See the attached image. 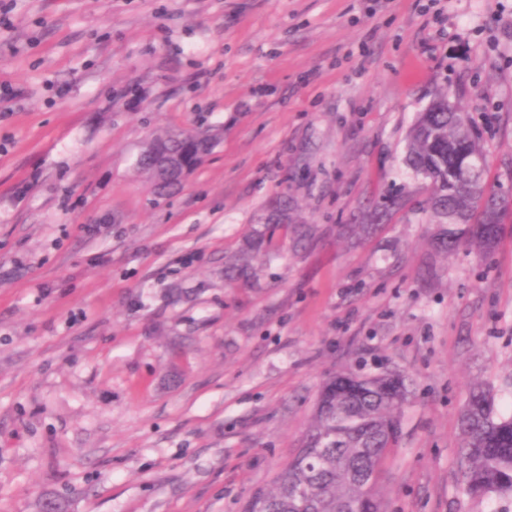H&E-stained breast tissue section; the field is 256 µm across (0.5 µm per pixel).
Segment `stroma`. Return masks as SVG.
<instances>
[{
  "instance_id": "35a3bbf8",
  "label": "stroma",
  "mask_w": 512,
  "mask_h": 512,
  "mask_svg": "<svg viewBox=\"0 0 512 512\" xmlns=\"http://www.w3.org/2000/svg\"><path fill=\"white\" fill-rule=\"evenodd\" d=\"M6 3L0 512H242L338 372L413 380L387 512H512L457 460L471 384L512 413V226L437 250L404 163L444 92L512 186V0ZM206 128L157 194L152 132Z\"/></svg>"
}]
</instances>
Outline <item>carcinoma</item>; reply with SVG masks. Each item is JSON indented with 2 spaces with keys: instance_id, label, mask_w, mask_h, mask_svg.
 Wrapping results in <instances>:
<instances>
[{
  "instance_id": "1",
  "label": "carcinoma",
  "mask_w": 512,
  "mask_h": 512,
  "mask_svg": "<svg viewBox=\"0 0 512 512\" xmlns=\"http://www.w3.org/2000/svg\"><path fill=\"white\" fill-rule=\"evenodd\" d=\"M216 132L170 130L153 135L160 156L192 154L200 162ZM406 164L432 189L433 216L446 220L436 245L491 254L502 238L512 204L499 200L485 178L486 158L476 131L448 95L419 113L406 146ZM256 255L244 253L229 277L252 270ZM410 395L398 373L354 377L340 373L322 386L301 448L257 491L244 512H384L379 485L388 449L398 446L402 408ZM458 460L468 494L512 495V415L498 412L490 389L476 384L460 414Z\"/></svg>"
}]
</instances>
